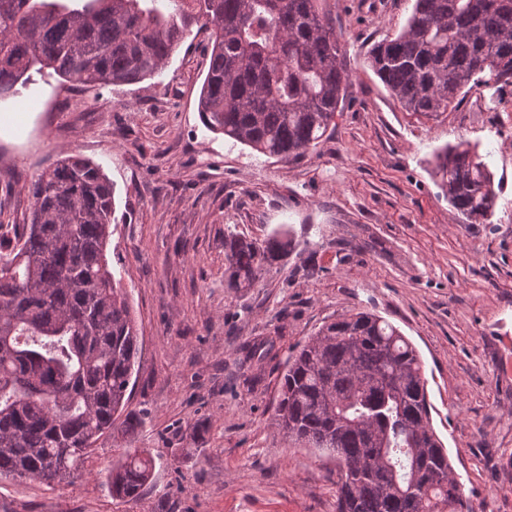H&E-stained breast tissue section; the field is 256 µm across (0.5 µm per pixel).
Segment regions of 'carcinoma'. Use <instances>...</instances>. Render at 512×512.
Masks as SVG:
<instances>
[{"label":"carcinoma","mask_w":512,"mask_h":512,"mask_svg":"<svg viewBox=\"0 0 512 512\" xmlns=\"http://www.w3.org/2000/svg\"><path fill=\"white\" fill-rule=\"evenodd\" d=\"M210 31L198 101L204 126L269 157L317 147L344 100L341 42L318 0H0V99L31 70L130 85L161 74L194 30ZM368 63L408 112H445L475 88L512 82V0H414ZM451 206L484 224L497 193L467 142L434 153ZM28 222L0 233V478L47 485L80 475L94 446L142 425L127 412L142 336L107 258L115 191L79 155L36 175ZM288 232L226 242L227 287L248 288L288 252ZM276 424L336 457V512H470L435 438L422 365L397 327L370 312L323 325L288 356ZM155 461L125 451L112 498L136 501Z\"/></svg>","instance_id":"carcinoma-1"}]
</instances>
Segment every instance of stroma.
I'll use <instances>...</instances> for the list:
<instances>
[{
    "label": "stroma",
    "instance_id": "35a3bbf8",
    "mask_svg": "<svg viewBox=\"0 0 512 512\" xmlns=\"http://www.w3.org/2000/svg\"><path fill=\"white\" fill-rule=\"evenodd\" d=\"M320 6L349 86L322 143L295 162L202 124L205 30L143 82L86 90L35 73L0 101V222H24L31 178L61 153L98 164L115 189L108 258L143 336L133 443L103 438L68 484L0 481V512H336V459L289 442L275 407L287 355L363 310L419 352L471 512H512V83L406 111L366 53L401 30L412 0ZM461 140L490 155L486 224L454 211L430 172L434 151ZM284 226L294 249L251 287H225L226 237ZM263 339L274 349L258 364L247 351ZM130 445L156 465L127 503L105 480Z\"/></svg>",
    "mask_w": 512,
    "mask_h": 512
}]
</instances>
